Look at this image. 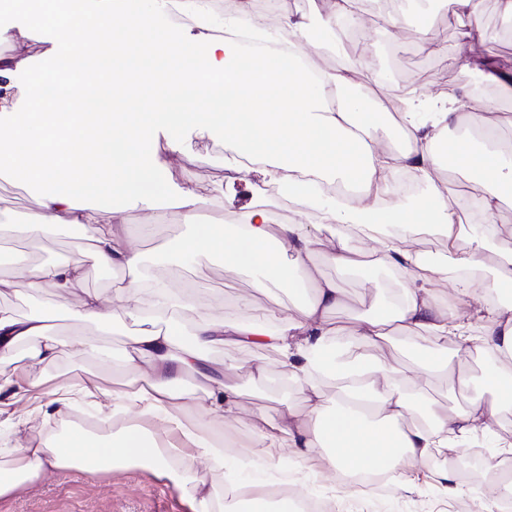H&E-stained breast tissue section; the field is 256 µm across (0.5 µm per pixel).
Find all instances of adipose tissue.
Instances as JSON below:
<instances>
[{
  "instance_id": "ef3b65f1",
  "label": "adipose tissue",
  "mask_w": 512,
  "mask_h": 512,
  "mask_svg": "<svg viewBox=\"0 0 512 512\" xmlns=\"http://www.w3.org/2000/svg\"><path fill=\"white\" fill-rule=\"evenodd\" d=\"M175 14L192 30L191 40L167 27ZM361 14L357 0H336L328 13L288 22L289 51L248 60L235 38L245 11L224 19L219 35L208 0H104L97 11L86 0H37L28 9V29L49 34L55 50L42 62L0 53V173L33 191L40 206L18 230L35 244L52 225L78 226L101 267L129 271L130 277L111 301L88 292L75 307L68 296L83 279L81 266L17 261L16 271L29 286L53 289L56 301L32 315L0 308V419H11L12 399L21 391L48 422L82 405L124 412L134 407L179 431L195 458L229 485L234 477L224 469L226 443L208 431L233 419L237 389L213 378L210 351L238 343L277 350L306 410L283 423L262 417L253 424L247 438L262 469H276L273 450L284 441L298 458L318 455L344 472H403L413 488L418 465L435 454L461 451L494 425L504 431L501 448L512 449V423L498 422L499 412L512 406V247L500 248L491 277H479L488 234L463 232L440 181L446 157H453L481 190L482 223L493 224L512 192V161L448 138L457 103L452 91L427 106L408 103L393 118L403 146L393 153L383 149L377 114L363 105L358 67L320 72L306 64L310 52L334 48L343 18ZM23 72L30 93L22 106L12 88ZM47 86L55 88V97L43 95ZM190 127L219 131L245 165H263L270 183L301 208L322 214L318 224H277L258 200L243 210L239 223L196 225L180 244L182 256L207 253L220 258L226 272H256V288L285 282L298 289L302 300L284 315L216 320L192 294L174 293L161 280L150 308H142L147 279L138 271L140 255L127 244L124 226L101 223L99 210L133 203L191 216L207 207V199L192 190H166L149 157L157 130L169 133L168 146L176 152L178 132ZM399 174L424 194L418 202L386 207ZM335 182L344 185L343 193L329 194ZM367 225L380 227L381 235L366 247L353 244L351 228ZM424 227L439 231L457 253L456 275H449L447 265L425 263L412 247ZM367 254L373 267L399 271L400 300L356 316L348 332L373 345L395 332L429 336L435 357L427 373L435 376L470 355V326L480 322L476 341L489 361L479 379L481 396L457 409L428 400L417 412L409 403L415 387L405 370L334 348L345 331L331 315L344 307L345 293L335 280L319 277L318 266L354 272ZM450 280L456 283L451 302L441 290ZM60 314L75 327L92 321L109 329L136 321L124 357L134 376L123 389L77 388L66 380L47 386L45 369L62 347L77 355L88 348L79 339L62 343L51 331L49 320ZM22 344L27 350L20 358ZM189 372L208 399L191 419L177 405ZM329 378L342 381L332 394L324 390ZM184 457V449L159 447L134 427L102 437L71 425L35 446L18 436L0 450V498L56 469L96 474L138 467L166 478L191 512H211L218 492L182 470Z\"/></svg>"
}]
</instances>
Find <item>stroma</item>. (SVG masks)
I'll return each mask as SVG.
<instances>
[{
    "mask_svg": "<svg viewBox=\"0 0 512 512\" xmlns=\"http://www.w3.org/2000/svg\"><path fill=\"white\" fill-rule=\"evenodd\" d=\"M466 25L480 28L484 40L474 47H458L457 30ZM447 33L446 51L436 52L431 47L432 37ZM369 48L364 62L362 79L375 100L382 105L379 115L385 125V143L388 151H397L403 144L400 130L391 123L390 109L399 91L410 90L416 100L432 102L448 90H456L458 112H471L480 107L490 118L512 114V98H497L475 105L476 91L471 86V72L463 70L459 59L469 57L485 66L497 65L512 74V18L506 17L499 0H476L471 17H457L444 11L435 17L428 34L408 25L394 32H386L383 23L376 22L358 30L355 41H343L340 52H320L311 55L309 64L317 69L336 70L340 61L358 55L361 48ZM181 152H171L167 134H158L153 147L163 168L164 178L171 188L188 187L208 199L204 215L234 223L237 214L253 202L263 198L277 223H318L317 213L301 212L297 203L278 186L268 183L262 166L244 170L238 156L224 144L217 133L204 128H188L179 134ZM443 178L449 195L458 201V214L464 230L478 224L479 216L472 209L478 193L476 185L454 166H447ZM36 197L20 184L0 178V223L20 224L36 214ZM105 224H124L129 229L128 242L141 255V270L164 279L170 288L180 290L193 287L194 293L209 314L217 319H242L245 311L242 299H251L260 309L285 312L290 305L288 289L276 288L270 293L257 291L253 273L228 274L216 257H196L181 260L179 243L192 234L193 226L185 215L147 210L136 205H123L116 212H102ZM71 254L74 262L82 265L84 279L73 291L74 297L83 292H97L102 299H111L127 274L123 271H103L93 259L86 241L75 227L55 225L52 235L35 249L38 258L55 259L60 251ZM321 275L336 279L348 293L347 309L334 314V321L343 327L351 326L355 316L370 311L374 306L375 291L363 287L359 278L344 274L324 265ZM0 277L11 280V290L0 295V305L22 314H33L51 303L52 290L34 291L19 276L13 262H0ZM54 329L62 339L78 336L91 346L89 353L79 357L62 352L50 365L47 376L52 380L65 378L93 379L109 389H119L130 379L131 373L123 366L128 348L129 325L106 330L93 323L73 329L70 322L60 318ZM432 344L425 336H391L378 349L359 345L360 353H374L411 373L421 370V364L431 355ZM232 359L233 368H225V359ZM212 365L218 378L238 388V409L235 420L228 424V432L246 435L257 417L280 421L286 408L302 410L303 404L294 388L288 384V370L280 362L277 351L268 346L249 348L225 347L212 355ZM486 361L480 351H473L468 362L453 367L446 378L424 387L422 394L413 398L414 404L432 399L447 407L466 406L472 391L458 387L460 378L476 379ZM263 375H256V368ZM279 464L295 467L309 482L306 494L329 497L341 504L344 512H454L455 500L449 499L438 477L441 465L424 466V482L417 490H409L400 480L388 479L385 490L375 493L368 488H348L339 472L319 463H305L296 458L291 448H280ZM0 512H191L183 496L165 479L153 473L131 468L89 476L76 469L57 470L33 487L9 497L0 498Z\"/></svg>",
    "mask_w": 512,
    "mask_h": 512,
    "instance_id": "1",
    "label": "stroma"
}]
</instances>
